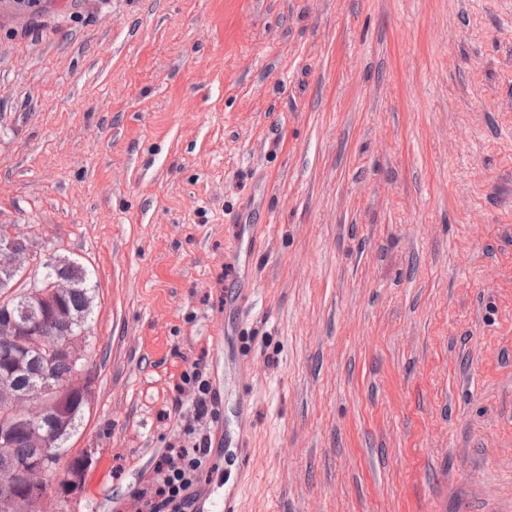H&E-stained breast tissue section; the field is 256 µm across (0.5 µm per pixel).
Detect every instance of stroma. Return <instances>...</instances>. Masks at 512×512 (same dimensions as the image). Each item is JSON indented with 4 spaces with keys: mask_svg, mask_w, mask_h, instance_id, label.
Here are the masks:
<instances>
[{
    "mask_svg": "<svg viewBox=\"0 0 512 512\" xmlns=\"http://www.w3.org/2000/svg\"><path fill=\"white\" fill-rule=\"evenodd\" d=\"M0 224L95 288L44 512H136L196 366L198 496L512 512V0H56L0 26ZM182 384L197 388L192 411V418L195 422H200L209 414L212 416L215 415L210 399L212 397H209L211 392L210 383L207 379H203V372L199 368L195 367L191 372H184L182 375Z\"/></svg>",
    "mask_w": 512,
    "mask_h": 512,
    "instance_id": "obj_1",
    "label": "stroma"
}]
</instances>
